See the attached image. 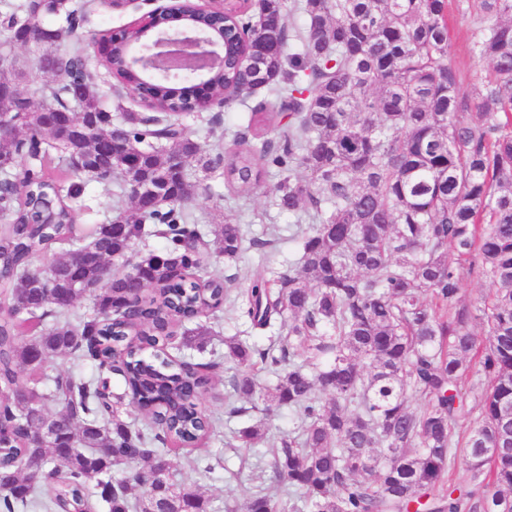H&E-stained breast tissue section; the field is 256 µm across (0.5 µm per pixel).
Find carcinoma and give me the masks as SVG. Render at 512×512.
<instances>
[{
    "label": "carcinoma",
    "mask_w": 512,
    "mask_h": 512,
    "mask_svg": "<svg viewBox=\"0 0 512 512\" xmlns=\"http://www.w3.org/2000/svg\"><path fill=\"white\" fill-rule=\"evenodd\" d=\"M4 8L9 41L47 17L65 25L40 41L35 61L61 81L44 83L39 103L0 94V120H18L16 134L0 139V471L16 475L0 512H210L209 499L172 478L166 449L199 450L214 433L216 418L194 398L215 389L221 363L181 355L192 339L174 327L228 303L254 330L286 323L288 332L266 348L224 341L234 364L224 416L244 413L246 401L299 419L275 439L269 484L247 512H496L512 501V0H481L489 23L471 52L486 74L468 94L450 61L448 0H259L255 16H211L225 31L211 87L271 93L250 108L234 149L214 157L187 133L169 83L148 98L155 115L113 122L79 53L59 51L84 19L68 0ZM288 12L299 21L287 24ZM102 65L138 90L123 44ZM33 71L15 61L0 70V86L20 88ZM50 148L71 181L38 172L26 196L14 195L13 166L27 158L40 168ZM74 154L89 156L93 170L71 166ZM193 167L224 168L239 196L268 187L280 210L298 215L289 240L299 265L246 288L216 274L217 260L238 258L247 240L239 224H220L209 239L192 222ZM86 178L116 184L130 207L81 238L73 225ZM153 236L165 240L160 254L110 268ZM277 241L271 231L247 242L265 257ZM57 242L65 253L35 270L32 260ZM174 266L181 277L169 284ZM465 269L492 279L475 309L461 301ZM98 282L93 311L70 319ZM31 318L42 328L24 336L19 326ZM476 319L487 338L473 331ZM67 359L89 363L91 374L60 370L49 393L28 392L68 446L33 448L22 374ZM474 360L487 383L473 417L458 383ZM115 375L124 383L117 396ZM124 397L150 409L143 426L119 419ZM267 434L261 422L235 441L247 448ZM458 459L466 486L447 487ZM124 465L138 470L116 471Z\"/></svg>",
    "instance_id": "cac0c4a2"
}]
</instances>
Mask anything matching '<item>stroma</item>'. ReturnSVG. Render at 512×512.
Wrapping results in <instances>:
<instances>
[{"label": "stroma", "mask_w": 512, "mask_h": 512, "mask_svg": "<svg viewBox=\"0 0 512 512\" xmlns=\"http://www.w3.org/2000/svg\"><path fill=\"white\" fill-rule=\"evenodd\" d=\"M152 0H134L130 6L116 10L107 6L94 5L89 23L80 25L74 36L84 50L88 70L94 76V89L112 106L125 112L140 111V104L118 86L99 61L94 46L95 40L107 32H120L129 24L137 21L143 14L153 10ZM485 19L475 6V0H450L448 26L451 42L450 60L463 77V92H471L480 84L485 75L482 62L471 52L470 45L475 29L484 25ZM264 92H256L247 102H233L231 105L212 109L208 112L193 113L184 116L183 123L191 137L207 151L215 148H230L232 139L240 123V114L247 106L263 100ZM208 192L199 193L191 207L197 216V222L204 228H213L223 220L242 225L247 236H259L270 228H278L281 242L268 258H260L251 250L245 251L241 258L232 263H217L216 268L225 275H236L239 283L248 284L253 276L263 269L279 268L295 262L297 255L288 241L291 229L296 222L295 215L280 211L273 203V197L267 189H257L251 195L241 198L231 195L224 187L221 172H214L207 180ZM214 335L204 349H186L185 355L197 362H205L212 355L223 354L224 340L237 336L264 347L279 336L278 329H271L257 336L249 325L237 316L221 310L208 318ZM266 421L271 431L285 434L297 426L295 416L285 411L264 414L258 409L247 410L241 416L222 420L214 435L207 440L202 452L215 462L216 468L210 474L194 476L187 468V453L174 448L168 451L171 474L176 481L197 483L204 495L213 503L216 512H243L247 500L255 491L256 477L266 469L270 460L269 449L259 445L253 448L230 450L225 442L231 432L246 426Z\"/></svg>", "instance_id": "1"}]
</instances>
